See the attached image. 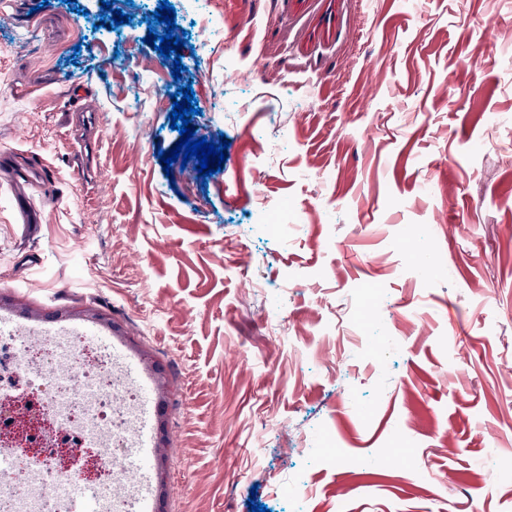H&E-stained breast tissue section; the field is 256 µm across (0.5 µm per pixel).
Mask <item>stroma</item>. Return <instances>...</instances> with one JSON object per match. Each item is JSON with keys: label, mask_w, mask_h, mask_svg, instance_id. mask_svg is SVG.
<instances>
[{"label": "stroma", "mask_w": 512, "mask_h": 512, "mask_svg": "<svg viewBox=\"0 0 512 512\" xmlns=\"http://www.w3.org/2000/svg\"><path fill=\"white\" fill-rule=\"evenodd\" d=\"M161 1L117 0L108 28L100 0L0 11V152L49 170L0 176V317L41 336L95 307L140 377L163 370L156 512H512V0H336L328 47L282 0L231 42L209 0H165L178 80L145 42ZM187 85L196 136L230 143L206 178L159 160Z\"/></svg>", "instance_id": "35a3bbf8"}]
</instances>
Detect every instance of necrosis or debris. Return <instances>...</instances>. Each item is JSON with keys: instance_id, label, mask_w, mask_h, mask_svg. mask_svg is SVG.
Returning <instances> with one entry per match:
<instances>
[{"instance_id": "necrosis-or-debris-1", "label": "necrosis or debris", "mask_w": 512, "mask_h": 512, "mask_svg": "<svg viewBox=\"0 0 512 512\" xmlns=\"http://www.w3.org/2000/svg\"><path fill=\"white\" fill-rule=\"evenodd\" d=\"M98 360L94 348L68 335L46 347L19 333L0 335V436L12 431L21 405L49 421L31 431L28 447L8 449V463L0 465V500L12 512H74L54 488L79 476L89 450L105 473L87 490L106 497L110 512H133L122 460L133 441L138 392L119 371L101 376Z\"/></svg>"}]
</instances>
